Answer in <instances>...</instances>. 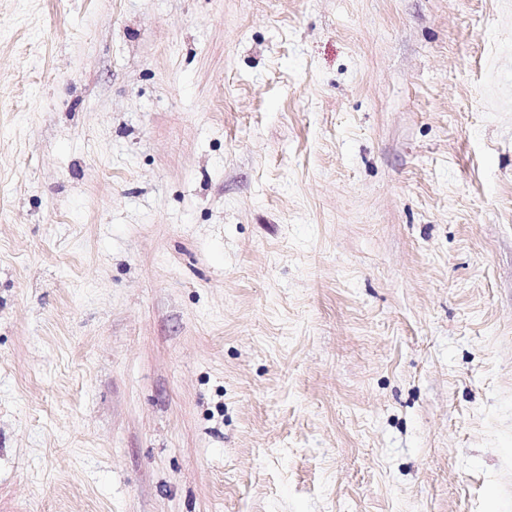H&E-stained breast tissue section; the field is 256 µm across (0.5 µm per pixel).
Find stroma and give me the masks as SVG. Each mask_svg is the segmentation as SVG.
Here are the masks:
<instances>
[{
    "label": "stroma",
    "instance_id": "stroma-1",
    "mask_svg": "<svg viewBox=\"0 0 512 512\" xmlns=\"http://www.w3.org/2000/svg\"><path fill=\"white\" fill-rule=\"evenodd\" d=\"M0 512H512V0H0Z\"/></svg>",
    "mask_w": 512,
    "mask_h": 512
}]
</instances>
